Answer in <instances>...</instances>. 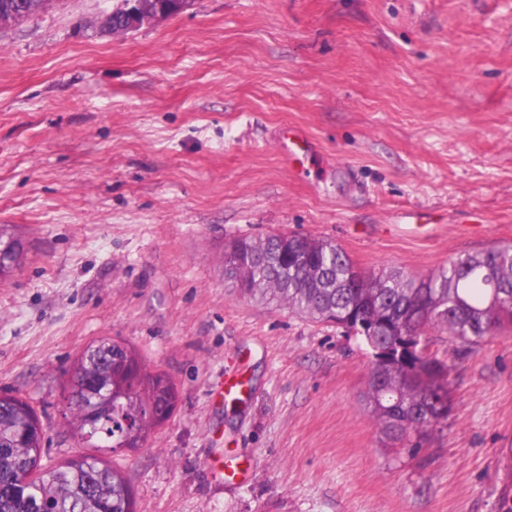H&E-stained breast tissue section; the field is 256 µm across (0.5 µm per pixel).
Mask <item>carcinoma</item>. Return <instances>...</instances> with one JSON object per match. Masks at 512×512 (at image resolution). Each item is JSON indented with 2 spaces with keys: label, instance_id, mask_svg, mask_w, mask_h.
Here are the masks:
<instances>
[{
  "label": "carcinoma",
  "instance_id": "1",
  "mask_svg": "<svg viewBox=\"0 0 512 512\" xmlns=\"http://www.w3.org/2000/svg\"><path fill=\"white\" fill-rule=\"evenodd\" d=\"M51 0H0V11L17 20ZM10 251L0 258V281L26 256L21 241L0 225ZM224 253V272L239 291L268 304L286 306L316 322L334 323L376 353L411 343L409 357L371 361L367 406L391 444L413 450L448 422L451 366L432 349L427 332L438 330L467 351L488 336L512 328V248L463 254L425 278L401 271L366 273L332 240L282 233L267 240L234 239ZM66 392L68 424L88 432L80 399L98 395L97 439L128 449L141 447L172 415L177 392L164 372H149L138 354L103 337L74 365ZM45 430L25 400L0 395V512H135V496L122 473L98 455L102 448L76 450L31 486L20 477L40 466Z\"/></svg>",
  "mask_w": 512,
  "mask_h": 512
}]
</instances>
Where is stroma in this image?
Instances as JSON below:
<instances>
[{
	"label": "stroma",
	"instance_id": "1",
	"mask_svg": "<svg viewBox=\"0 0 512 512\" xmlns=\"http://www.w3.org/2000/svg\"><path fill=\"white\" fill-rule=\"evenodd\" d=\"M117 0H52L0 28V395L51 469L79 442L62 386L101 337L178 401L108 454L137 512H496L512 449V331L447 357L448 425L386 446L355 336L240 295L224 246L297 232L361 269L431 274L512 246V0H192L122 36ZM317 154L284 162L280 134ZM247 399L213 397L225 370ZM289 146L287 145L282 153L283 160L288 163L294 160L298 153L307 154L316 151L314 141L301 129H289L287 132ZM0 240L4 244L8 243L11 246L10 251L4 254L9 249V246L2 245V242H0V256L4 254L0 260V282H2L14 270L19 269L23 265L26 253L21 241L10 231L9 224L0 225Z\"/></svg>",
	"mask_w": 512,
	"mask_h": 512
}]
</instances>
